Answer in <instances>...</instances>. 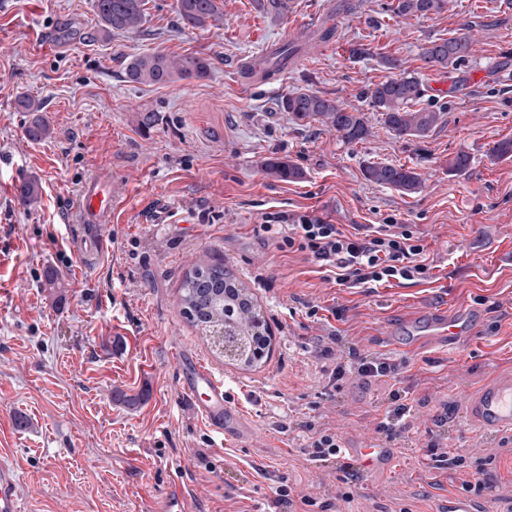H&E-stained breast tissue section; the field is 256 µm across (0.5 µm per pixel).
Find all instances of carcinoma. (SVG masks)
Listing matches in <instances>:
<instances>
[{
	"mask_svg": "<svg viewBox=\"0 0 512 512\" xmlns=\"http://www.w3.org/2000/svg\"><path fill=\"white\" fill-rule=\"evenodd\" d=\"M147 0H94V10L105 32L136 33L146 23ZM444 0H397L394 7L400 16H418L438 11ZM175 11L185 26L205 30L224 17V0H176ZM471 53L465 35L435 39L424 44L421 59L426 65L440 69L457 68ZM384 67L397 74L374 84L367 90L372 106L381 113L386 129L399 138H424L438 125L441 112L433 108H414L425 89L419 77L400 70L397 59H381ZM209 60L197 54L172 58L162 52H146L126 65V78L136 84L167 85L210 75ZM18 106L31 115L27 136L35 141L51 135L42 104L30 97L18 100ZM280 110L295 120L315 119L335 131L348 143L360 142L370 135L363 113L349 109L334 98L310 91L287 93L278 100ZM264 170L281 181H295L303 171L283 157L264 160ZM365 179L403 193H414L421 185L415 168L403 164L371 163L364 168ZM180 306L185 319L199 330L206 340L216 333L237 337L239 347L231 361L246 368L258 366L270 345L266 322L256 312L243 283L222 264L197 263L185 274L180 287Z\"/></svg>",
	"mask_w": 512,
	"mask_h": 512,
	"instance_id": "carcinoma-1",
	"label": "carcinoma"
}]
</instances>
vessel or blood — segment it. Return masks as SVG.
I'll list each match as a JSON object with an SVG mask.
<instances>
[{"mask_svg":"<svg viewBox=\"0 0 512 512\" xmlns=\"http://www.w3.org/2000/svg\"><path fill=\"white\" fill-rule=\"evenodd\" d=\"M79 208L84 224L86 251L98 247L101 225L112 221V184L101 177L87 183L80 191ZM411 323L420 324L419 335L410 337L405 348H450L466 340L475 330L479 313L473 309L430 310L414 313ZM178 388L187 396L196 413L222 441L250 442L256 432L239 406L228 397L224 379L217 375L194 351H182L177 359ZM465 416L470 424L493 439L512 437V372L492 375L469 397ZM355 466L369 473L387 471L394 460L391 443L374 437L368 440L350 435L343 445ZM0 512H24L17 493L13 469L0 461Z\"/></svg>","mask_w":512,"mask_h":512,"instance_id":"1","label":"vessel or blood"}]
</instances>
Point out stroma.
<instances>
[{"label": "stroma", "instance_id": "35a3bbf8", "mask_svg": "<svg viewBox=\"0 0 512 512\" xmlns=\"http://www.w3.org/2000/svg\"><path fill=\"white\" fill-rule=\"evenodd\" d=\"M395 0H288L277 18L254 0H224V20L183 27L175 0H148L138 33L104 34L93 0H0V460L16 471L25 512H280L271 475L334 501L339 463L305 460L300 421L367 437L389 393H406L411 428L389 472L362 477L348 512H439L442 497L483 471L485 512H512V450L491 446L464 419L467 395L512 368V5L447 0L440 13L401 17ZM334 19L331 49L311 44ZM77 31L76 39L64 36ZM466 34L468 61L453 71L424 64L421 47ZM298 50L287 68L257 80L244 69L272 45ZM146 51L196 53L209 77L165 86L128 82L125 65ZM390 55L423 82V105L443 120L424 139L386 131L366 95L389 77ZM298 90L365 112L371 133L344 142L318 121L277 106ZM45 105L51 138H28L19 97ZM157 115L154 127L138 123ZM472 163L449 170L458 151ZM290 159L304 176L281 181L262 163ZM415 167L413 194L367 181L365 165ZM112 178L105 246L89 256L77 198ZM37 181L34 202L22 188ZM313 214L342 230L407 224L427 245L430 278L350 288L320 264L279 251L254 231L263 216L290 224ZM218 261L255 295L273 336L251 370L213 354L183 317L179 289L197 262ZM59 287H50L48 274ZM332 311L323 321L311 306ZM476 308L484 319L454 350L407 355L384 336L417 308ZM341 335L398 367L396 381L356 379L323 388L320 336ZM198 351L254 422L249 446L220 444L177 387L175 352ZM140 397L137 406L124 396ZM446 439L458 467L436 468L429 440Z\"/></svg>", "mask_w": 512, "mask_h": 512}]
</instances>
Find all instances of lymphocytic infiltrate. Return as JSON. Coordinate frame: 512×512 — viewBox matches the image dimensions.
I'll return each mask as SVG.
<instances>
[{
  "label": "lymphocytic infiltrate",
  "mask_w": 512,
  "mask_h": 512,
  "mask_svg": "<svg viewBox=\"0 0 512 512\" xmlns=\"http://www.w3.org/2000/svg\"><path fill=\"white\" fill-rule=\"evenodd\" d=\"M276 249L302 253L306 259L336 269L340 285H383L392 281H421L430 268L424 259L420 236L405 224H381L368 233L346 232L314 215L299 216L293 224H267ZM396 367L386 359L349 349L328 375L336 383L346 375L383 378L395 374ZM303 432L301 451L312 461L338 459L341 438L329 424L311 419L300 422Z\"/></svg>",
  "instance_id": "f902f5d3"
}]
</instances>
